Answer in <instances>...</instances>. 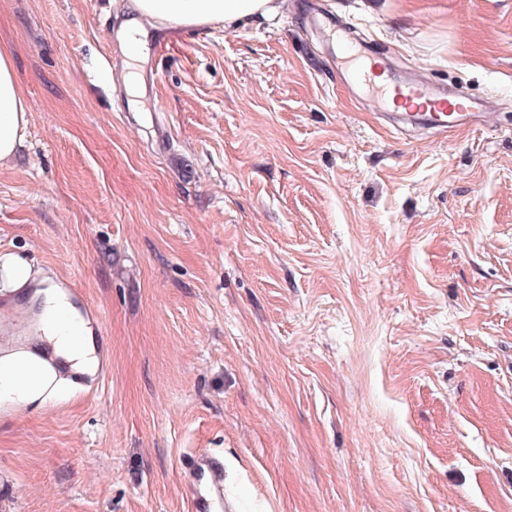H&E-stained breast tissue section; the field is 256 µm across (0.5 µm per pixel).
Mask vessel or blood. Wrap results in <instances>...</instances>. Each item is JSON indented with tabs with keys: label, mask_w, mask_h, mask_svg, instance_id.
I'll list each match as a JSON object with an SVG mask.
<instances>
[{
	"label": "vessel or blood",
	"mask_w": 512,
	"mask_h": 512,
	"mask_svg": "<svg viewBox=\"0 0 512 512\" xmlns=\"http://www.w3.org/2000/svg\"><path fill=\"white\" fill-rule=\"evenodd\" d=\"M314 20L328 26L336 36L348 38L353 34L351 27L329 10H316ZM372 49V43H363L360 56L353 58L354 81L357 87L367 89L374 109L386 113L391 126L410 125L444 132L488 117L489 99L462 94L415 69H393L385 72L383 83H376L363 59ZM186 470L193 479V512H220L224 495L223 456L208 453L190 456Z\"/></svg>",
	"instance_id": "b4317fda"
}]
</instances>
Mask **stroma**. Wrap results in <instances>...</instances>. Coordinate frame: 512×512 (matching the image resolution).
<instances>
[{"label":"stroma","mask_w":512,"mask_h":512,"mask_svg":"<svg viewBox=\"0 0 512 512\" xmlns=\"http://www.w3.org/2000/svg\"><path fill=\"white\" fill-rule=\"evenodd\" d=\"M125 2L0 0L31 131L0 252L101 354L0 409V512H191L198 452L238 512H512V0H327L377 59L493 96L433 134L353 93L298 0L150 40L133 112L103 65Z\"/></svg>","instance_id":"stroma-1"}]
</instances>
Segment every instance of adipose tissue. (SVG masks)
<instances>
[{
    "instance_id": "ef3b65f1",
    "label": "adipose tissue",
    "mask_w": 512,
    "mask_h": 512,
    "mask_svg": "<svg viewBox=\"0 0 512 512\" xmlns=\"http://www.w3.org/2000/svg\"><path fill=\"white\" fill-rule=\"evenodd\" d=\"M277 9L275 0H128V17L119 23L117 37L128 61L129 95L139 91L137 64L150 28H237ZM28 127L29 105L19 90L13 56L0 48V163L15 156ZM0 292L22 294L38 309L34 336L0 356V405L35 409L96 377L101 360L94 323L76 307L63 283L5 252L0 253Z\"/></svg>"
}]
</instances>
